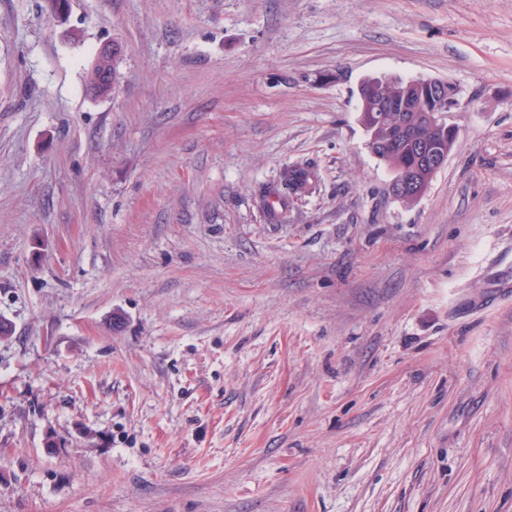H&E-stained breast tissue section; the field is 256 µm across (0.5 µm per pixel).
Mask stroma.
<instances>
[{
	"label": "stroma",
	"mask_w": 512,
	"mask_h": 512,
	"mask_svg": "<svg viewBox=\"0 0 512 512\" xmlns=\"http://www.w3.org/2000/svg\"><path fill=\"white\" fill-rule=\"evenodd\" d=\"M46 5L0 0V512H512V0ZM383 76L457 92L412 205ZM99 52H107L109 55H112V45L105 44L100 49ZM106 54H97L94 62L92 63L91 69L89 71L88 76V90L92 93V90H97L96 96L103 95L111 91L119 82L121 71L120 66L122 63L121 55H112L109 56ZM109 73L112 75V82L107 87H102L100 84L102 80V75L104 73ZM312 178H314V175L307 168L289 166L284 170L282 174V185L287 190V192L283 194L282 199L285 209V212L281 214L283 221L286 219V209L288 208L286 201L288 198L290 199V197L293 196H300L304 191L310 189Z\"/></svg>",
	"instance_id": "35a3bbf8"
}]
</instances>
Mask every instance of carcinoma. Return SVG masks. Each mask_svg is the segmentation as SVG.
I'll return each instance as SVG.
<instances>
[{
  "label": "carcinoma",
  "mask_w": 512,
  "mask_h": 512,
  "mask_svg": "<svg viewBox=\"0 0 512 512\" xmlns=\"http://www.w3.org/2000/svg\"><path fill=\"white\" fill-rule=\"evenodd\" d=\"M122 63L120 55H96L88 76V90L103 95L119 82ZM429 87L397 77L367 79L358 88L362 124L369 136L368 147L393 173V179L409 177L405 194L398 200L413 204L425 193L435 173L423 164L418 148L424 143L433 150H450L453 138L448 136V125L434 128L422 126L420 114L404 105L405 94L426 95ZM313 173L303 167L290 166L282 174L286 189L283 200L302 195L312 184Z\"/></svg>",
  "instance_id": "1"
}]
</instances>
